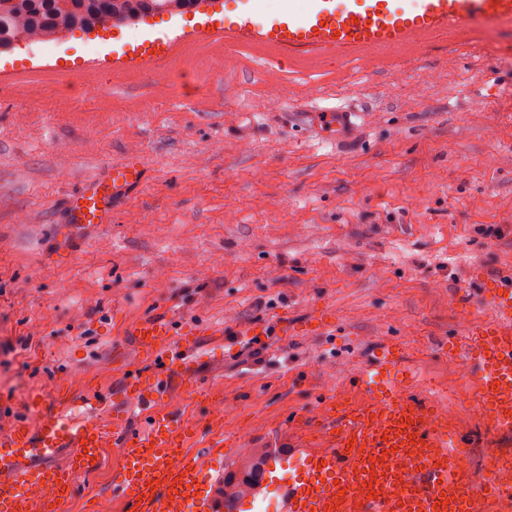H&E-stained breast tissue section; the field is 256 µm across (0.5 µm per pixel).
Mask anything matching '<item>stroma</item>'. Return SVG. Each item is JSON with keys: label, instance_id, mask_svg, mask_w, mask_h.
Instances as JSON below:
<instances>
[{"label": "stroma", "instance_id": "1", "mask_svg": "<svg viewBox=\"0 0 512 512\" xmlns=\"http://www.w3.org/2000/svg\"><path fill=\"white\" fill-rule=\"evenodd\" d=\"M198 13L0 53V432L34 423L27 397L61 385L121 409L123 370L153 372L130 328L148 317L195 334V404L174 374L164 402L244 450L296 447L290 418L352 385L371 347L400 345L423 396L449 415L474 384L440 346L474 312V273L512 270V32L459 48L439 38L371 68L288 67L277 50L200 33ZM152 53L114 62L124 45ZM41 90L29 100L28 87ZM338 99L358 113L321 139L274 98ZM136 157L137 182L76 254L60 253L78 182ZM299 324L280 334L281 321ZM255 326L251 346L225 327ZM262 348L261 359L249 347ZM469 459L512 455V434L473 425ZM107 448L81 476L92 498L57 512H122Z\"/></svg>", "mask_w": 512, "mask_h": 512}]
</instances>
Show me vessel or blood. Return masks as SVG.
Wrapping results in <instances>:
<instances>
[{
	"label": "vessel or blood",
	"mask_w": 512,
	"mask_h": 512,
	"mask_svg": "<svg viewBox=\"0 0 512 512\" xmlns=\"http://www.w3.org/2000/svg\"><path fill=\"white\" fill-rule=\"evenodd\" d=\"M224 20V35L242 44L276 47L292 64H314L333 55L366 61L395 56L443 35L466 41L478 33L512 29V0H240ZM279 111L312 129L339 137L353 126L345 105L278 101ZM137 164L108 167L88 180L68 205L69 235L112 221L116 192L137 180ZM489 316L466 325L463 337L443 351L473 378L479 405L495 432L512 434V272L480 290ZM137 347L161 373L186 380L192 398L207 389L195 380L197 360L188 341L154 318L131 331ZM362 397L329 394L305 419L308 437L299 447L271 450L264 486L278 495V512H486L493 499L512 494V468L494 470L483 494L468 487L474 475L462 452L468 435L448 427L440 406L415 392L402 349L382 343L356 378ZM122 390L148 416L144 433L124 431L125 413L104 426L99 399H79L48 388L32 393L36 426L17 422L0 434V512H54L80 488L106 447L119 448L112 472L113 496L123 512H251L258 489L224 499L221 432L207 433L205 451L190 449L198 432L162 406V380L125 368ZM406 468H399V460Z\"/></svg>",
	"instance_id": "obj_1"
}]
</instances>
